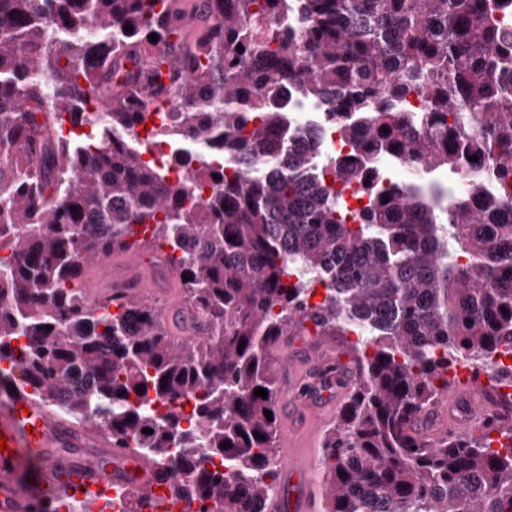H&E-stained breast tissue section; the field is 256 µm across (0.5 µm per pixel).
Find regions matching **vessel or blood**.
<instances>
[{"instance_id": "b4317fda", "label": "vessel or blood", "mask_w": 512, "mask_h": 512, "mask_svg": "<svg viewBox=\"0 0 512 512\" xmlns=\"http://www.w3.org/2000/svg\"><path fill=\"white\" fill-rule=\"evenodd\" d=\"M94 267L104 284L92 292L94 302L116 307L137 299L168 307L175 301L172 275L144 265L135 254L104 257ZM286 365L288 413L280 423L283 480L267 512H319L312 448L323 425L342 405L356 372L319 343L309 345L303 354H288ZM473 392L469 383L449 384L439 404L428 410L429 419L451 430L467 421H495L498 407L490 398H474ZM0 434L7 439L0 451V512H32L33 493L17 475L22 456L39 467L41 487L47 491L56 476L101 492L120 488L132 494L149 488L162 495L169 491L167 483L157 479L153 461L113 447L91 425L64 420L29 391L16 392L0 409Z\"/></svg>"}]
</instances>
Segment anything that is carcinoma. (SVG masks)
<instances>
[{
  "label": "carcinoma",
  "instance_id": "cac0c4a2",
  "mask_svg": "<svg viewBox=\"0 0 512 512\" xmlns=\"http://www.w3.org/2000/svg\"><path fill=\"white\" fill-rule=\"evenodd\" d=\"M285 8L206 0L177 26L179 0H0V385L93 415L195 512H264L285 390L271 351L311 325L347 336L354 310L376 335L349 341L359 378L322 441L323 512H512V421L416 427L461 359L477 382L482 359L498 358L512 386L499 361L512 357V196L492 202L472 179L448 208L423 206L376 172L350 224L316 138L284 137L274 106L296 85L359 155L390 152L419 172L476 156L512 185V32L497 18L512 0H302L298 27ZM158 101L174 103L186 177L131 137ZM65 120L92 139L48 133ZM226 149L230 173L213 162ZM329 166L345 184L359 176ZM162 242L183 294L178 343L155 307L114 315L76 287L89 261ZM296 260L332 276L322 305L293 281ZM63 500L168 512L162 497Z\"/></svg>",
  "mask_w": 512,
  "mask_h": 512
}]
</instances>
